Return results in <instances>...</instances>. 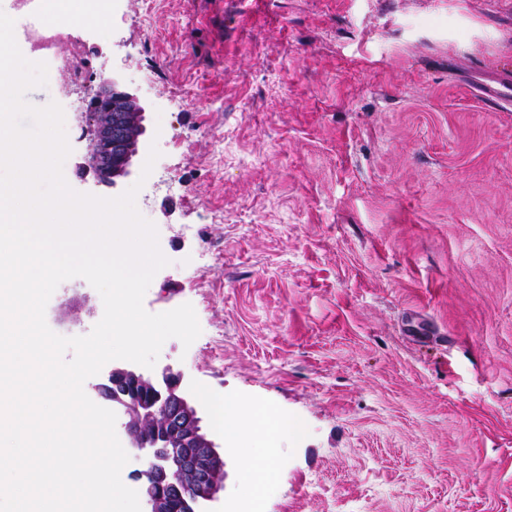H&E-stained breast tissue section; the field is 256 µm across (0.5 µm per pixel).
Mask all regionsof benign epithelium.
I'll return each instance as SVG.
<instances>
[{
  "label": "benign epithelium",
  "mask_w": 512,
  "mask_h": 512,
  "mask_svg": "<svg viewBox=\"0 0 512 512\" xmlns=\"http://www.w3.org/2000/svg\"><path fill=\"white\" fill-rule=\"evenodd\" d=\"M86 163L79 170L113 184L129 174L140 147L143 112L116 72L104 78L86 102ZM101 395L123 418L130 447L144 452L138 475L146 512H197L224 489V459L203 431L196 404L182 387V376L167 368L157 378L114 367Z\"/></svg>",
  "instance_id": "benign-epithelium-1"
}]
</instances>
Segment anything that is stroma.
Wrapping results in <instances>:
<instances>
[{"mask_svg":"<svg viewBox=\"0 0 512 512\" xmlns=\"http://www.w3.org/2000/svg\"><path fill=\"white\" fill-rule=\"evenodd\" d=\"M88 54L144 112L145 154L116 185L83 175L95 84L58 103L71 188L135 204L168 266L144 307L192 304L168 339L209 398L288 424L264 512H512V0H107ZM83 278L48 301L55 333L103 315ZM224 451L227 512L248 484Z\"/></svg>","mask_w":512,"mask_h":512,"instance_id":"1","label":"stroma"}]
</instances>
